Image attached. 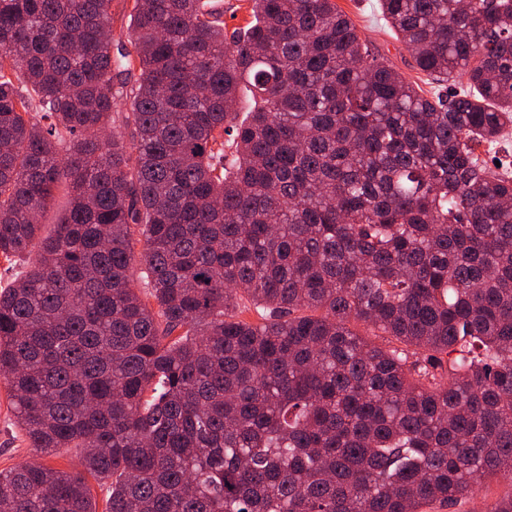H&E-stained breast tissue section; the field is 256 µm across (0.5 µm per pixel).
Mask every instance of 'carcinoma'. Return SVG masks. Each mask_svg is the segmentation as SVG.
I'll return each mask as SVG.
<instances>
[{
  "label": "carcinoma",
  "instance_id": "carcinoma-1",
  "mask_svg": "<svg viewBox=\"0 0 512 512\" xmlns=\"http://www.w3.org/2000/svg\"><path fill=\"white\" fill-rule=\"evenodd\" d=\"M248 2L226 35L133 0L116 41L112 0H0V255H36L0 376L84 466L0 472V512H97L87 473L106 512H423L512 474V174L475 153L512 126V0H380L430 97L335 0Z\"/></svg>",
  "mask_w": 512,
  "mask_h": 512
}]
</instances>
